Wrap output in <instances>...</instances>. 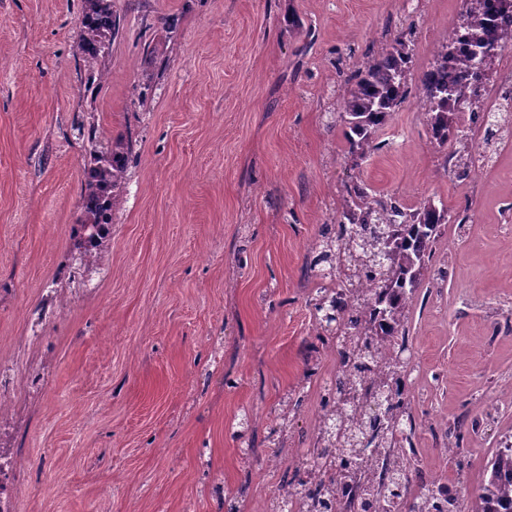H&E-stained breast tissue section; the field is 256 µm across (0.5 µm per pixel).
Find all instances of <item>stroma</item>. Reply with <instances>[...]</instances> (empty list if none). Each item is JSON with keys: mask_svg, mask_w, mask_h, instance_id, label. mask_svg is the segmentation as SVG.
Here are the masks:
<instances>
[{"mask_svg": "<svg viewBox=\"0 0 512 512\" xmlns=\"http://www.w3.org/2000/svg\"><path fill=\"white\" fill-rule=\"evenodd\" d=\"M120 32L85 90L82 0H0V364L52 379L0 429L17 448L19 512H262L300 462L336 350L316 366L307 253L361 179L449 224L409 310L414 469L456 484L473 512L494 451L512 440V150L457 179L423 125L419 75L462 0H112ZM408 95L361 158L338 105L351 72L396 34ZM165 66L149 100L145 45ZM136 157L97 272L71 271L89 161L80 125ZM70 289L25 344L52 279ZM305 385L286 448L273 411ZM253 415V452L236 437ZM478 425L456 454L446 430Z\"/></svg>", "mask_w": 512, "mask_h": 512, "instance_id": "obj_1", "label": "stroma"}]
</instances>
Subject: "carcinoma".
<instances>
[{"mask_svg":"<svg viewBox=\"0 0 512 512\" xmlns=\"http://www.w3.org/2000/svg\"><path fill=\"white\" fill-rule=\"evenodd\" d=\"M84 2L80 48L91 90L101 85L97 62L118 36L120 21L109 0ZM463 2L454 28L465 33V44L448 41L437 62L420 76L426 132L438 145L451 147L458 161L475 152L476 131L485 129V143L494 125L502 136L512 131L508 121H495V112H474L467 123L455 112L482 80L480 62L490 49H512V0ZM410 60L409 46L398 34L346 80L340 118L351 152L364 158L383 148L377 133L405 99ZM83 137L90 164L84 170L79 256L91 268L110 234L101 223L99 205L116 204L135 152L123 135L102 146L91 124ZM341 194L339 219L323 225L307 256L315 278L316 337L336 347L338 367L324 389L310 461L284 475L268 510L339 512L338 480L379 464L382 481L373 499L362 504L363 512H391L395 502L407 512H458L457 491L412 472L416 424L404 397L407 362L388 351L398 344L406 350L409 306L421 293L423 270L435 262L441 227L464 224L468 216L431 198L410 209L392 196L373 193L358 179L345 183ZM367 383L378 386L379 403L359 411L351 400ZM304 401L301 390L283 398L270 431L273 447H281ZM486 473L477 512H512V443L494 453Z\"/></svg>","mask_w":512,"mask_h":512,"instance_id":"obj_1","label":"carcinoma"}]
</instances>
